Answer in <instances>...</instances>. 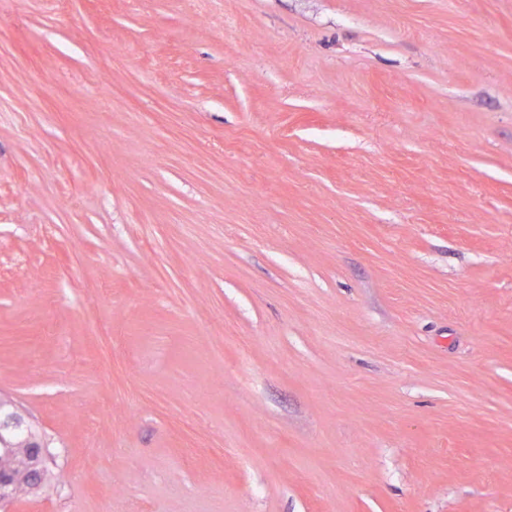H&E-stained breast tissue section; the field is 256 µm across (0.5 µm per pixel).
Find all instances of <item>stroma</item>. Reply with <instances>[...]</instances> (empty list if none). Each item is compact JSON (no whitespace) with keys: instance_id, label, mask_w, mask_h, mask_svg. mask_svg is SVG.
I'll return each mask as SVG.
<instances>
[{"instance_id":"35a3bbf8","label":"stroma","mask_w":512,"mask_h":512,"mask_svg":"<svg viewBox=\"0 0 512 512\" xmlns=\"http://www.w3.org/2000/svg\"><path fill=\"white\" fill-rule=\"evenodd\" d=\"M1 397L7 512H512V0H0ZM37 429L29 422L19 423L13 449L8 455L2 453V448H10V444L0 438V469L9 468L19 476L17 483L13 486L14 477L6 471L0 472V506L6 505L10 501L11 490L16 493L25 487H28V480L31 473V466L34 455L39 452L40 448H30L28 439L36 437ZM20 448V449H17Z\"/></svg>"}]
</instances>
